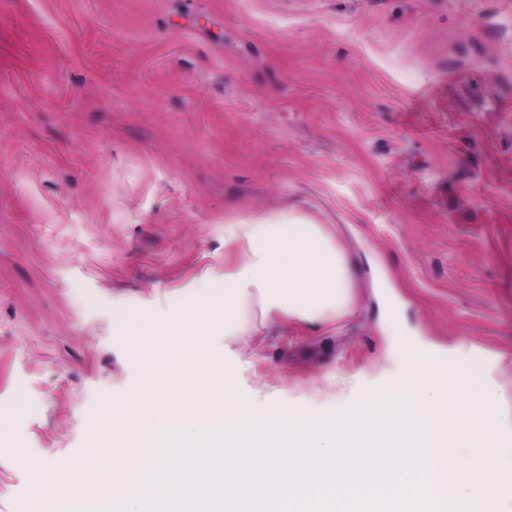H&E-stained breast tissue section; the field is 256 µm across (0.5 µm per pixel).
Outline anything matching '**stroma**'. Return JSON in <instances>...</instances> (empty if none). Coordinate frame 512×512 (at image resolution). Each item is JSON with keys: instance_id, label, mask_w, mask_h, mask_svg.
Masks as SVG:
<instances>
[{"instance_id": "35a3bbf8", "label": "stroma", "mask_w": 512, "mask_h": 512, "mask_svg": "<svg viewBox=\"0 0 512 512\" xmlns=\"http://www.w3.org/2000/svg\"><path fill=\"white\" fill-rule=\"evenodd\" d=\"M288 207L337 231L354 314L148 368L123 317L200 302L225 224ZM397 342L480 359L512 426V0H0V512H57L28 461H85L151 381L329 417Z\"/></svg>"}]
</instances>
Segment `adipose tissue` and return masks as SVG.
<instances>
[{"label": "adipose tissue", "mask_w": 512, "mask_h": 512, "mask_svg": "<svg viewBox=\"0 0 512 512\" xmlns=\"http://www.w3.org/2000/svg\"><path fill=\"white\" fill-rule=\"evenodd\" d=\"M224 241L241 255L224 272L222 291L182 310L172 323L133 322L134 345L147 362L195 352L215 328L241 331L245 316L327 325L355 310L352 268L337 235L288 212L228 224Z\"/></svg>", "instance_id": "1"}]
</instances>
